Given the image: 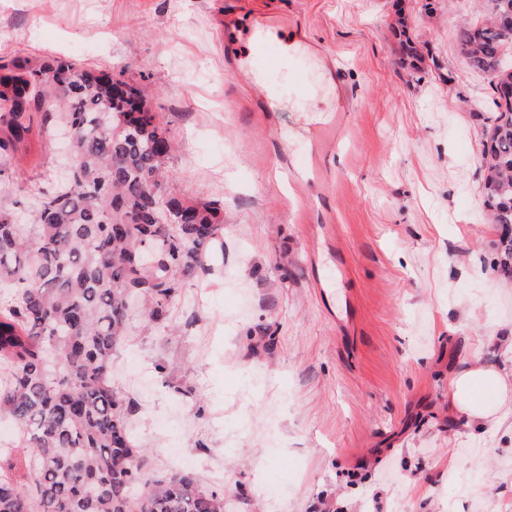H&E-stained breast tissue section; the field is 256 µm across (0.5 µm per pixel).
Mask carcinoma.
<instances>
[{
	"label": "carcinoma",
	"mask_w": 512,
	"mask_h": 512,
	"mask_svg": "<svg viewBox=\"0 0 512 512\" xmlns=\"http://www.w3.org/2000/svg\"><path fill=\"white\" fill-rule=\"evenodd\" d=\"M484 2L458 46L497 86L512 30L495 15L512 0ZM495 94L480 168L496 266L512 278V89ZM58 122L72 134L67 182L37 190L26 224L0 204V415L29 449L25 475L0 472V512H224V490L193 474L144 472L132 406L112 387L129 297L150 324L165 314L208 265L220 204L166 193L168 130L138 86L63 58H1L0 162Z\"/></svg>",
	"instance_id": "obj_1"
}]
</instances>
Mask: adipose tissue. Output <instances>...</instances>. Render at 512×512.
<instances>
[{"label":"adipose tissue","mask_w":512,"mask_h":512,"mask_svg":"<svg viewBox=\"0 0 512 512\" xmlns=\"http://www.w3.org/2000/svg\"><path fill=\"white\" fill-rule=\"evenodd\" d=\"M512 408V377L491 365L470 363L448 377V409L474 432L501 426Z\"/></svg>","instance_id":"1"}]
</instances>
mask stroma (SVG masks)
Returning a JSON list of instances; mask_svg holds the SVG:
<instances>
[{
	"label": "stroma",
	"instance_id": "1",
	"mask_svg": "<svg viewBox=\"0 0 512 512\" xmlns=\"http://www.w3.org/2000/svg\"><path fill=\"white\" fill-rule=\"evenodd\" d=\"M288 14L342 69L353 109L317 180L294 186L303 107L265 111L231 69L227 14ZM406 16L424 52L398 66ZM474 0H0V57L124 70L169 129L167 193L220 201L223 254L164 322L132 306L112 383L153 474L193 472L225 512H512V428L470 437L448 374L498 347L512 279L494 267L480 150L488 75L459 52ZM60 133L9 160L10 193L64 176Z\"/></svg>",
	"mask_w": 512,
	"mask_h": 512
}]
</instances>
